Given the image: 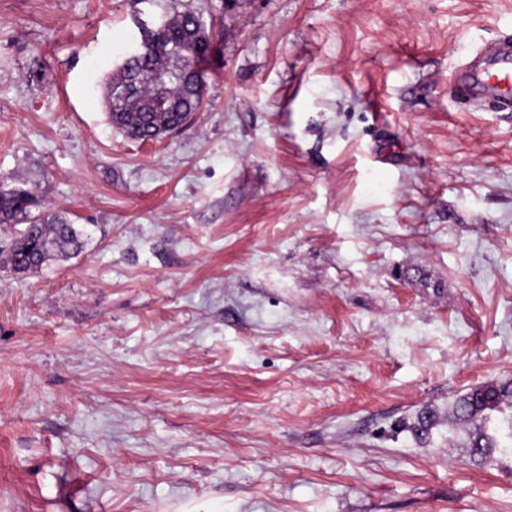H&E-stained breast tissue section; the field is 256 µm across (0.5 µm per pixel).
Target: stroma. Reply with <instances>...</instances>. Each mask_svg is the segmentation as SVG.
Segmentation results:
<instances>
[{
    "label": "stroma",
    "mask_w": 512,
    "mask_h": 512,
    "mask_svg": "<svg viewBox=\"0 0 512 512\" xmlns=\"http://www.w3.org/2000/svg\"><path fill=\"white\" fill-rule=\"evenodd\" d=\"M204 4L140 144L131 0H0V176L84 233L0 267V512H512L511 459L393 428L512 380V112L450 87L512 0ZM205 12L165 13L157 26H144L138 18L142 52L126 56L124 51L115 74L103 86L109 123L126 140L146 141L165 134L171 114L167 101H177L192 112L202 107L215 27L213 15Z\"/></svg>",
    "instance_id": "35a3bbf8"
}]
</instances>
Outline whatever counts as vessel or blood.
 I'll return each mask as SVG.
<instances>
[{
  "label": "vessel or blood",
  "instance_id": "b4317fda",
  "mask_svg": "<svg viewBox=\"0 0 512 512\" xmlns=\"http://www.w3.org/2000/svg\"><path fill=\"white\" fill-rule=\"evenodd\" d=\"M454 90L468 104H496L512 112V40L488 42L456 71Z\"/></svg>",
  "mask_w": 512,
  "mask_h": 512
}]
</instances>
